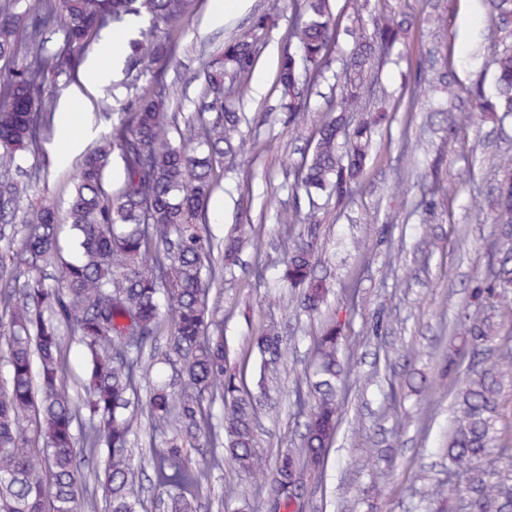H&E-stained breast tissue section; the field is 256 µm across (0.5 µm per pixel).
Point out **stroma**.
I'll list each match as a JSON object with an SVG mask.
<instances>
[{"label": "stroma", "mask_w": 512, "mask_h": 512, "mask_svg": "<svg viewBox=\"0 0 512 512\" xmlns=\"http://www.w3.org/2000/svg\"><path fill=\"white\" fill-rule=\"evenodd\" d=\"M220 0H205L176 35L178 51L164 67L180 114L197 111L202 99L200 72L225 40L246 33L254 12H270V29L240 106L242 129L255 143L254 155L225 162L224 175L207 208V231L214 239L236 235L242 225L261 226L258 242L245 244L235 276L211 290L210 307L224 318V343L234 355L251 346L264 324L281 328L288 348L273 404L257 409L256 448L263 470L243 473L231 464L213 470L200 498V512H217L227 492L245 499L252 512H267L265 472L277 452L294 448L304 418L294 406L312 365L311 343L322 324L337 317L345 325L342 358L353 373L339 395L340 422L324 467L305 480L304 512H424L421 493L431 483L464 487L468 477L449 475L441 448L450 426L452 395L441 371L448 336L460 328L462 303L486 280L492 253L512 241L494 220L492 201L502 177L501 159L512 158V117L494 120L480 100L493 99L494 65L482 46L490 16L483 0H368L361 9L350 0H330L342 17L329 67L309 96V109L296 120L269 114L275 105L277 63L292 16L288 0H249L245 11L219 26L209 17ZM393 12L410 26L404 40L375 72L370 98L384 97L390 123L379 125L360 184L343 204H325L318 247V276L329 290L321 313L300 309L295 292L278 280L276 262L297 231L282 223L293 212V167L312 148L311 135L324 117L338 110L339 81L353 41L351 29L369 26L372 15ZM446 70V86L429 101L406 111L401 104L416 85ZM116 68L110 86L85 91L71 121L98 134L112 127L114 113L128 107L138 90L123 84ZM457 124L448 128V112ZM66 135L52 122L27 164L39 166L20 208L47 202L65 209L79 161L60 165ZM437 171L446 195L433 197L425 176ZM482 215H475L474 205ZM499 447L479 463L486 478L512 477V376L500 397ZM375 449L366 457L365 449Z\"/></svg>", "instance_id": "35a3bbf8"}]
</instances>
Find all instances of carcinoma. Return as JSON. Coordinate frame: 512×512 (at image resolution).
I'll use <instances>...</instances> for the list:
<instances>
[{"instance_id":"1","label":"carcinoma","mask_w":512,"mask_h":512,"mask_svg":"<svg viewBox=\"0 0 512 512\" xmlns=\"http://www.w3.org/2000/svg\"><path fill=\"white\" fill-rule=\"evenodd\" d=\"M0 5V170L21 171V152L37 147L50 129L45 83L75 74L91 44L109 25L128 15L150 16L154 39L132 45L129 70L145 59L170 61L177 52L172 31L203 0H4ZM491 23L483 44L494 56L495 100L485 111L512 116V0H486ZM294 16L281 51L274 90V112L293 118L305 111L299 80L312 86L321 77L339 35L340 19L327 0H288ZM62 40L52 43L58 19ZM407 20L388 12L372 17V31L352 33L341 106L324 119L313 149L294 167L296 185L308 199L300 230L284 262L282 279L300 288L309 312L326 303L327 289L315 275L321 263L317 237L323 222L313 197L327 191L342 203L361 178L372 138L365 118V82L384 60ZM270 18H253L249 32L224 43L203 70L205 101L198 110L196 136L206 152L192 155L175 143L181 133L164 87V72L152 76L153 89L112 121L103 144L83 157L67 209L74 256L58 245L54 207L27 209L13 225L15 202L24 187L0 180V240L21 234L20 245L0 268V331L8 350L9 377L0 385V512H96L84 497L91 476L101 484L107 512H145L134 478L132 442L149 428L148 451L155 488L166 497L167 512H198L197 498L211 470L228 460L240 471L261 469L255 442L258 406L269 397L268 376L286 362L278 326L265 325L253 349L260 357L259 378L247 381L248 355L231 357L221 323L208 305L212 284L237 266L239 254L260 228L247 224L224 241L220 254L206 236L207 206L220 181L224 157L247 155L254 143L240 130L232 99L244 96L260 57ZM123 164L117 189L106 179L113 151ZM497 220L512 224V167L495 199ZM489 276L497 288L512 284V247L499 252ZM466 312L465 332L450 338L448 364L460 376L455 413L444 455L448 473L472 471L499 445L502 431L500 363L512 361V345L496 346L499 362L481 369L464 366L484 345L495 342L499 322L491 298L482 291ZM341 325L333 320L313 338L316 380L297 391L294 405L305 415L297 448L281 451L268 474L270 512H303L305 471L324 465L339 423L337 390L344 372L339 359ZM77 337L84 366L67 386L69 343ZM166 338L162 361L171 378L154 377L155 350ZM150 384L146 400L138 390ZM222 414L215 417L214 407ZM206 449L204 466L192 464L186 447ZM453 488L431 484L424 497L447 512ZM468 512H512V478L478 480L464 502Z\"/></svg>"}]
</instances>
